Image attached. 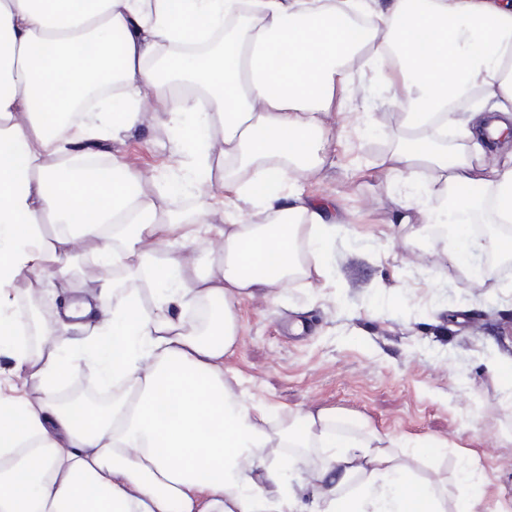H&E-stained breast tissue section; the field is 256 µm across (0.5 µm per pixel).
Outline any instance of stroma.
<instances>
[{
  "label": "stroma",
  "mask_w": 512,
  "mask_h": 512,
  "mask_svg": "<svg viewBox=\"0 0 512 512\" xmlns=\"http://www.w3.org/2000/svg\"><path fill=\"white\" fill-rule=\"evenodd\" d=\"M347 74L358 90L327 119L322 168L286 177L345 219L329 245L332 272L239 298L240 339L224 357V377L263 407L269 428L331 408L350 419L351 444L371 430L387 434L400 462L441 485L447 512L465 502L476 512H512V276L485 274L482 250L460 270L449 259L458 237L420 239L393 223L395 209L415 199L383 164L400 115L369 54ZM178 137L160 118L101 153L140 175L156 203L177 214L208 201L224 173L191 174ZM420 441L440 449L411 462Z\"/></svg>",
  "instance_id": "stroma-1"
}]
</instances>
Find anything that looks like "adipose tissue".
Listing matches in <instances>:
<instances>
[{
	"label": "adipose tissue",
	"mask_w": 512,
	"mask_h": 512,
	"mask_svg": "<svg viewBox=\"0 0 512 512\" xmlns=\"http://www.w3.org/2000/svg\"><path fill=\"white\" fill-rule=\"evenodd\" d=\"M243 13L247 31L208 56L181 53ZM359 14L370 19L363 33ZM364 47L388 64L402 117L383 163L440 201L399 211L398 223L422 235L442 214L478 208L511 225L512 151L486 162L480 131L512 125V0H0V347L36 387L0 395V512H301L281 472L307 448L330 451L311 472L322 489L314 512H446L442 490L416 479L390 438L343 443L344 419L330 409L270 432L224 380L240 335L234 301L330 270L338 219L326 203L284 194L283 174L319 171L326 119L352 93L344 68ZM107 67L120 111L72 115ZM177 81L202 85L205 103L175 94ZM159 116L194 141L197 171L223 160L225 193L261 204L265 224H210L212 204L175 216L120 164L78 167L83 143ZM205 223L222 250L202 268L184 248L189 227ZM83 245L117 275L83 280L86 300L58 328L42 321L36 346L18 341L9 287L22 278L40 293ZM149 269L145 306L134 284ZM193 303L211 306L206 325L183 317ZM67 350L124 393L102 411L62 405Z\"/></svg>",
	"instance_id": "1"
}]
</instances>
